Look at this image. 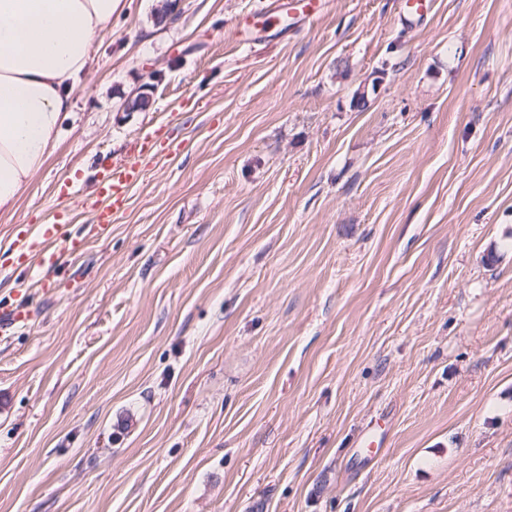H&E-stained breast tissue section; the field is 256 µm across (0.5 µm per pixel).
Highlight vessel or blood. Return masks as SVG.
<instances>
[{"instance_id": "vessel-or-blood-1", "label": "vessel or blood", "mask_w": 512, "mask_h": 512, "mask_svg": "<svg viewBox=\"0 0 512 512\" xmlns=\"http://www.w3.org/2000/svg\"><path fill=\"white\" fill-rule=\"evenodd\" d=\"M328 0H270L254 22V29L273 30L289 14L299 22L317 19L326 9ZM158 142L156 131L143 133L137 148L124 160L112 162L97 174L94 184V217L85 234L72 232L69 225L52 220L46 224H28L11 244L12 266L22 269L30 285H45L49 269L62 265L66 257L83 252L89 237L105 232L122 215L129 204L130 192L145 175L146 158L155 155ZM25 295L17 294L0 302V330L19 328L33 318Z\"/></svg>"}]
</instances>
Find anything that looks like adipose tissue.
Segmentation results:
<instances>
[{"label":"adipose tissue","instance_id":"ef3b65f1","mask_svg":"<svg viewBox=\"0 0 512 512\" xmlns=\"http://www.w3.org/2000/svg\"><path fill=\"white\" fill-rule=\"evenodd\" d=\"M122 0H0V217L59 144Z\"/></svg>","mask_w":512,"mask_h":512}]
</instances>
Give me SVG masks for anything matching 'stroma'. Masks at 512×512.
<instances>
[{
  "instance_id": "35a3bbf8",
  "label": "stroma",
  "mask_w": 512,
  "mask_h": 512,
  "mask_svg": "<svg viewBox=\"0 0 512 512\" xmlns=\"http://www.w3.org/2000/svg\"><path fill=\"white\" fill-rule=\"evenodd\" d=\"M266 2L126 0L0 218L182 141L0 334V512H512V0ZM329 0H270L264 11L250 29L274 30L281 26L283 14L292 15L298 22L306 23L317 19L326 9ZM293 8H291V4Z\"/></svg>"
}]
</instances>
